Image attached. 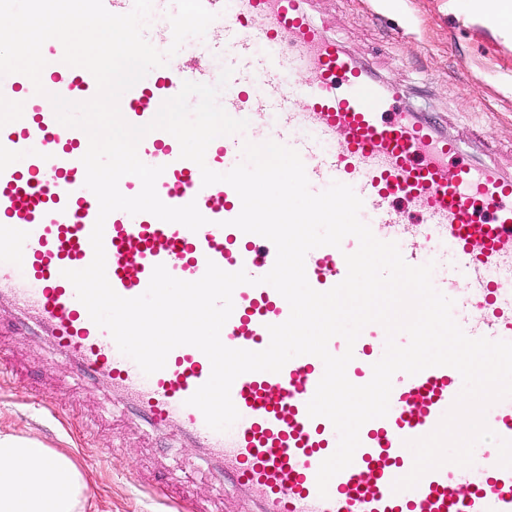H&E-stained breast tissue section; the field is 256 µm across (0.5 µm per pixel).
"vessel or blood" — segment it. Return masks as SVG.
Returning a JSON list of instances; mask_svg holds the SVG:
<instances>
[{"label":"vessel or blood","mask_w":512,"mask_h":512,"mask_svg":"<svg viewBox=\"0 0 512 512\" xmlns=\"http://www.w3.org/2000/svg\"><path fill=\"white\" fill-rule=\"evenodd\" d=\"M306 2L203 0L224 32L209 53L234 70L222 107L237 119L268 116L259 138L299 152L312 192L335 181L351 186L363 201L361 220L397 242L408 264L429 262L430 244L445 243L455 273L433 283L446 295L461 290L454 318L464 333L490 340L511 336L512 289L498 275L512 270V176L482 165L430 117L400 110L399 89L353 59L314 21ZM46 54L55 94L94 97L93 75L64 64L59 41H48ZM218 78L211 67L170 59L122 95L120 111L130 124H147L184 81L213 85ZM29 87L20 73L0 78V101L28 98L16 117L0 116V302L21 305L38 335L78 375L120 391L130 423L155 433L180 431L203 449L206 462L251 492L259 512H512V469L494 458L478 475L443 466L415 488L392 490L413 466L406 440L430 433L459 393L463 380L452 367L394 375L387 416L361 427L352 464L330 480L324 498L317 472L335 452L338 434L328 418L308 414L324 373L318 357L297 356L277 373L240 375L231 387L240 417L225 432L210 429L203 413L187 403L211 375L199 349L176 347L163 369L144 374L91 320L64 276L86 268L94 255L90 235L99 203L85 185L88 136L59 123L51 102L29 94ZM243 143L238 134L224 137L200 166L181 158L172 134L149 132L138 155L164 169L156 182L159 198L173 207L196 203L206 223L193 231L146 212L118 210L105 220L103 244L107 279L125 298L143 294L159 264L188 282L202 278L211 262L227 272L246 271L251 281L235 288L221 340L230 348L261 351L270 343L269 326L290 315L283 296L261 281L275 264L276 248L232 226L242 207L237 192L223 182L203 185L201 174L205 166L231 170L242 159ZM410 199L420 207L419 219L396 206ZM358 247L349 236L341 247L311 250L305 258L310 286L324 292L340 283L345 256ZM384 342V328L371 324L354 346L336 336L328 348L352 350L346 375L355 383L362 364ZM487 423L512 440V398Z\"/></svg>","instance_id":"b4317fda"}]
</instances>
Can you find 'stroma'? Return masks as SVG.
I'll return each instance as SVG.
<instances>
[{
  "mask_svg": "<svg viewBox=\"0 0 512 512\" xmlns=\"http://www.w3.org/2000/svg\"><path fill=\"white\" fill-rule=\"evenodd\" d=\"M346 50L429 114L479 162L512 172V28L491 29L451 0H309ZM0 309V430L39 437L80 467L87 512H252L246 490L218 494L220 476L176 431L130 428L107 384L78 378L48 344L22 340ZM104 448L108 457L93 458Z\"/></svg>",
  "mask_w": 512,
  "mask_h": 512,
  "instance_id": "obj_1",
  "label": "stroma"
}]
</instances>
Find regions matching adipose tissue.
<instances>
[{
	"instance_id": "obj_1",
	"label": "adipose tissue",
	"mask_w": 512,
	"mask_h": 512,
	"mask_svg": "<svg viewBox=\"0 0 512 512\" xmlns=\"http://www.w3.org/2000/svg\"><path fill=\"white\" fill-rule=\"evenodd\" d=\"M86 491L69 454L0 432V512H84Z\"/></svg>"
}]
</instances>
